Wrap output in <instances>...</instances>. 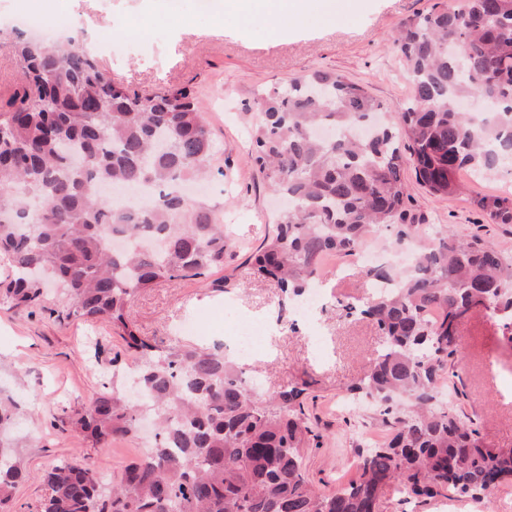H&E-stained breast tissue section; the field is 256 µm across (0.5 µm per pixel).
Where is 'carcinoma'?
Masks as SVG:
<instances>
[{
	"label": "carcinoma",
	"instance_id": "1",
	"mask_svg": "<svg viewBox=\"0 0 512 512\" xmlns=\"http://www.w3.org/2000/svg\"><path fill=\"white\" fill-rule=\"evenodd\" d=\"M461 44L463 56L448 53ZM394 44L412 93L392 120L366 88L331 71L266 92L252 127V156L267 186L286 199L250 274L299 296L330 252L353 254L381 225L417 227L403 172L429 194L463 191L462 170L512 166V0H448L401 25ZM25 83L0 107V254L10 275L0 293L15 306L43 299L53 283L65 318L106 319L144 359L141 404L102 384L75 421L94 445L132 434L154 415L153 447L109 486L88 464L61 462L44 475L43 512H379L387 485L428 498L481 499L512 484V448H489L473 423L437 407L459 376V327L482 306L512 335V260L474 238L424 242L410 270H366L382 287L348 314L369 318L384 345L352 391L393 414V436L367 451L357 477L321 493L303 450L318 445L308 423L309 385L257 400L243 372L218 348L174 346L161 354L139 336L129 302L162 281L224 264V229L203 199L184 193L208 173L215 145L188 90L142 96L112 82L76 39L17 35ZM149 187L154 205L122 206L101 187ZM477 209L512 224V196H482ZM437 308L436 319L428 311ZM16 402L0 392V506L25 478L11 438Z\"/></svg>",
	"mask_w": 512,
	"mask_h": 512
}]
</instances>
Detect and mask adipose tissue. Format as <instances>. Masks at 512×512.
I'll list each match as a JSON object with an SVG mask.
<instances>
[{
    "label": "adipose tissue",
    "mask_w": 512,
    "mask_h": 512,
    "mask_svg": "<svg viewBox=\"0 0 512 512\" xmlns=\"http://www.w3.org/2000/svg\"><path fill=\"white\" fill-rule=\"evenodd\" d=\"M206 9L224 13L237 23L245 24L261 18L270 23L273 30H281L288 21L308 13H316L326 23L335 22L341 13H353L360 0H346L344 7H337L335 0H200Z\"/></svg>",
    "instance_id": "obj_1"
}]
</instances>
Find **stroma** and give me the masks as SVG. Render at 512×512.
<instances>
[{
    "label": "stroma",
    "instance_id": "obj_1",
    "mask_svg": "<svg viewBox=\"0 0 512 512\" xmlns=\"http://www.w3.org/2000/svg\"><path fill=\"white\" fill-rule=\"evenodd\" d=\"M435 2L364 0L359 12L336 24L309 15L274 34L262 22L225 24L223 17L199 10L195 0H0V36L24 32L26 20L52 14L68 36L95 52L114 83L142 92L177 85L201 106L217 147L204 194L222 217L229 249L223 265L202 276L164 281L137 293L131 315L141 336L162 348L229 350L238 333L260 336L261 348L243 364L244 375L259 381L255 396L261 400L309 383L305 411L320 444L305 449L303 463L311 483L325 493L347 484L370 442H385L393 431L392 417L372 400L348 402L350 388L369 369L383 339L370 320L345 309L372 295L365 267L354 257L341 256L336 269L323 263V299L307 314L298 298L284 296L274 282L249 276L248 262L282 206L251 157L254 94L329 70L364 85L386 112H394L408 100L411 86L392 38L408 17L427 13ZM162 16L171 17L169 29L155 27ZM132 23L145 28L137 45L115 42L113 30ZM506 178L503 171L481 179L464 172L463 193L438 197L407 171L410 213L423 227L448 230L462 240L481 238L512 258V224L486 223L472 203L481 193H503ZM65 304L54 287L47 288L40 307H17L0 296V388L18 404L14 437L29 474L7 512H41L48 494L41 475L52 464L84 459L115 482L154 440L142 426L96 448L75 432L74 421L104 378L123 384L141 360L108 322L58 319ZM188 320L196 322V332L181 335ZM460 332L462 380L440 401L473 422L486 446L512 448V340L504 336L499 315L480 307Z\"/></svg>",
    "mask_w": 512,
    "mask_h": 512
}]
</instances>
